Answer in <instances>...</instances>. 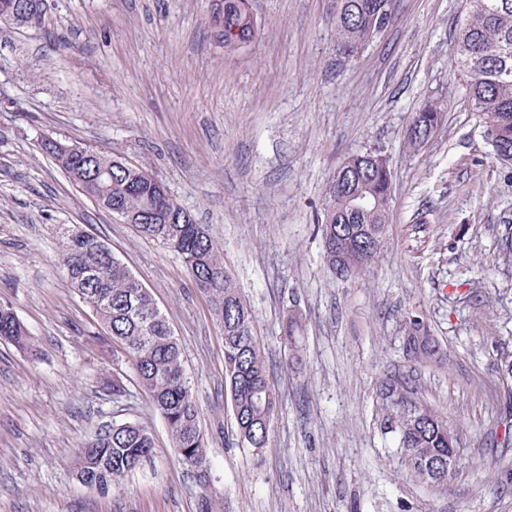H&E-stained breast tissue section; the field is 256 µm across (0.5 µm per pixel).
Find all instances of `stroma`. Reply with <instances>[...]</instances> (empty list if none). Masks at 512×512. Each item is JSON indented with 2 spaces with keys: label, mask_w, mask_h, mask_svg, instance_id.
<instances>
[{
  "label": "stroma",
  "mask_w": 512,
  "mask_h": 512,
  "mask_svg": "<svg viewBox=\"0 0 512 512\" xmlns=\"http://www.w3.org/2000/svg\"><path fill=\"white\" fill-rule=\"evenodd\" d=\"M253 41L225 51L212 0H50L45 24L0 23V302L33 349L0 340V512H198L195 471L122 350L58 265L62 225L95 234L148 288L182 350L224 512H512V165L494 156L451 49L465 0H397L357 59L336 54L335 0H252ZM444 111L424 147L407 129ZM146 167L209 225L249 304L280 398L262 455L238 445L224 344L181 258L100 211L44 136ZM392 162L389 241L369 272L324 265L321 219L353 154ZM298 349L281 336L290 310ZM446 364L408 361L406 313ZM447 421L462 464L412 477L387 428L382 380ZM122 379L123 396L103 395ZM152 434L120 488L75 479L80 442L112 422ZM444 110L434 100L425 103L413 116L412 122L408 129V141L413 148L424 146L442 124ZM418 119V120H417ZM429 121L432 123L430 125ZM431 127L432 132L428 134L425 130Z\"/></svg>",
  "instance_id": "1"
}]
</instances>
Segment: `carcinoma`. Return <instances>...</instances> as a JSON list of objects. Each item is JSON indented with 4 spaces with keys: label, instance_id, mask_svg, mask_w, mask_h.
Instances as JSON below:
<instances>
[{
    "label": "carcinoma",
    "instance_id": "cac0c4a2",
    "mask_svg": "<svg viewBox=\"0 0 512 512\" xmlns=\"http://www.w3.org/2000/svg\"><path fill=\"white\" fill-rule=\"evenodd\" d=\"M395 0H336V52L345 59L363 53L390 21ZM467 16L452 47L465 77L471 110L482 116L493 151L512 150V0H466ZM224 50L237 51L250 43L256 19L245 0H224L220 21ZM444 110L435 101L425 103L413 116L408 141L414 148L430 139L427 128L437 129ZM67 143L41 140L50 155L81 192L113 216L136 224L143 235L162 243L181 257L197 288L204 292L214 321L224 339V386L234 417L238 441L253 453L269 444L271 424L280 405L269 379L266 357L256 335L252 310L224 267L218 242L209 227L197 223L191 212L163 189V183L143 167L118 164L122 157L86 149L69 157L60 155ZM354 154L342 166L349 175L366 171L364 157ZM367 199L359 207L351 193L328 189L324 221L320 224L323 257L340 277L369 271L383 251L388 228L392 185L379 176L362 177L356 184ZM59 265L75 293L97 314L106 338L124 350L139 386L164 420L179 460L196 471L199 512H224L223 498L213 491L198 407L182 366L178 340L150 291L97 236L75 226L61 228ZM303 332L300 316L291 311L282 323L286 343L297 345ZM0 340L20 347L29 334L7 303H0ZM403 348L419 364H441L447 352L420 317H406ZM390 431L399 435L400 448L410 473L427 482L448 486V471L437 470L448 460L449 446H457L448 424L432 413L393 402ZM153 451L147 427L114 423L80 446L76 474L85 486L105 493L119 486L126 473L139 467Z\"/></svg>",
    "mask_w": 512,
    "mask_h": 512
}]
</instances>
